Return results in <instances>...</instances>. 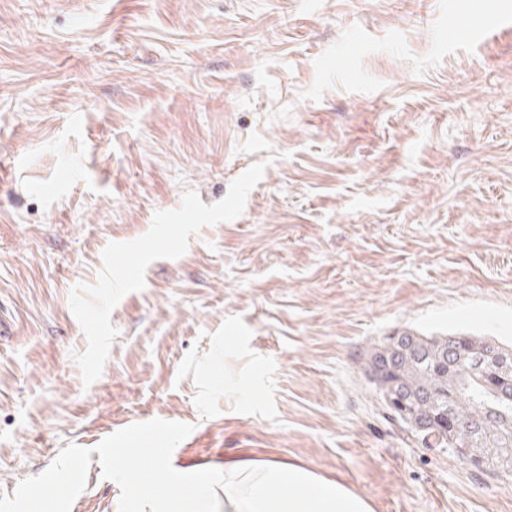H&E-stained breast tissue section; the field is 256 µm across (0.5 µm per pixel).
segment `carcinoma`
Instances as JSON below:
<instances>
[{
  "label": "carcinoma",
  "instance_id": "obj_1",
  "mask_svg": "<svg viewBox=\"0 0 512 512\" xmlns=\"http://www.w3.org/2000/svg\"><path fill=\"white\" fill-rule=\"evenodd\" d=\"M471 351L448 350L447 336L415 330L396 342L371 348L365 371L378 394L403 402V413L391 412L401 426L436 448H467L476 468L512 476V397L495 389L475 368L485 336L468 335ZM453 419L458 428L444 422Z\"/></svg>",
  "mask_w": 512,
  "mask_h": 512
}]
</instances>
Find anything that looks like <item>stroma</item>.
<instances>
[{
	"instance_id": "1",
	"label": "stroma",
	"mask_w": 512,
	"mask_h": 512,
	"mask_svg": "<svg viewBox=\"0 0 512 512\" xmlns=\"http://www.w3.org/2000/svg\"><path fill=\"white\" fill-rule=\"evenodd\" d=\"M259 162L84 386L70 297L106 245ZM0 304V512H137L121 472L169 493L152 448L512 512V477L406 433L365 372L404 329L512 342V0H0Z\"/></svg>"
}]
</instances>
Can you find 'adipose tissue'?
I'll use <instances>...</instances> for the list:
<instances>
[{
    "instance_id": "1",
    "label": "adipose tissue",
    "mask_w": 512,
    "mask_h": 512,
    "mask_svg": "<svg viewBox=\"0 0 512 512\" xmlns=\"http://www.w3.org/2000/svg\"><path fill=\"white\" fill-rule=\"evenodd\" d=\"M161 479L171 492L145 498L147 512H374L339 481L292 463H225L222 484L208 482L190 498L178 494L183 477L165 473Z\"/></svg>"
}]
</instances>
